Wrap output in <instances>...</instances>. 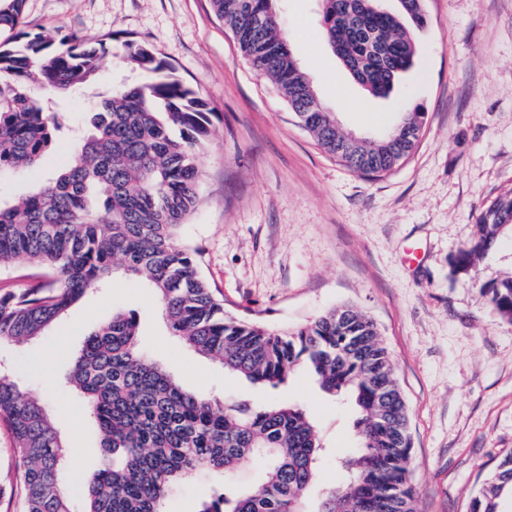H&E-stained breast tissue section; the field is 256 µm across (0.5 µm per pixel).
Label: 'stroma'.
I'll return each mask as SVG.
<instances>
[{"label":"stroma","mask_w":512,"mask_h":512,"mask_svg":"<svg viewBox=\"0 0 512 512\" xmlns=\"http://www.w3.org/2000/svg\"><path fill=\"white\" fill-rule=\"evenodd\" d=\"M294 56L346 133L374 137L401 113L423 109L411 156L376 180L327 154L298 122L282 93L241 54L210 0H25L27 30L75 34L101 56L98 81L56 96L71 125L84 127L97 94L129 75L123 41L149 45L218 112L200 158L203 202L180 230L199 251V269L226 312L274 327L299 328L350 304L376 324L395 365L412 441L416 512H470L500 459L512 453V322L500 319L480 283L512 272V237L476 263L479 277L455 275L450 260L466 244L484 206L512 186V0H425L413 67L390 98L366 96L323 41L319 0H278ZM59 136L32 171L0 172L10 202L49 178L79 149ZM135 313L142 349L175 366L192 389L287 401L304 408L325 447L310 504L343 477L359 440L356 415L319 391L303 370L276 388L224 372L172 336L155 295L117 275L88 291L65 319L30 344L0 345L20 386L55 415L68 463L60 480L83 505L98 468V436L66 382L88 335L113 314ZM33 360L36 372L20 370ZM20 463L0 426V512H21ZM211 487L199 468L176 485L164 512H199Z\"/></svg>","instance_id":"1"}]
</instances>
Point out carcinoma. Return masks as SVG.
<instances>
[{
    "label": "carcinoma",
    "mask_w": 512,
    "mask_h": 512,
    "mask_svg": "<svg viewBox=\"0 0 512 512\" xmlns=\"http://www.w3.org/2000/svg\"><path fill=\"white\" fill-rule=\"evenodd\" d=\"M240 52L284 95L290 108L315 91L296 61L269 0H210ZM24 0H0V171L32 168L68 129L43 96L95 82L101 57L87 41L23 28ZM426 17L379 0H322V34L353 79L386 98L413 63ZM141 74L101 96L80 152L28 194L0 203V269L27 263L45 271L34 283L0 292V344L39 338L94 287L121 271L158 298L172 335L254 385L277 387L303 367L320 389L350 400L360 448L342 462L346 478L328 488L315 512H415L411 437L394 365L375 324L352 305L334 307L298 329L259 326L224 311L197 269V251L179 232L200 203L199 156L213 134L209 103L145 45L123 42ZM424 112L401 118L374 139L336 154V119L295 113L320 147L351 171L376 179L411 155L400 124L422 131ZM512 235V187L477 218L470 241L452 259L454 274ZM495 314L512 322V274L482 284ZM67 382L94 422L104 458L87 477L84 512H163L169 489L201 466L218 476L200 512H310L306 493L323 447L298 405L224 402L186 389L173 371L143 352L134 315L116 313L86 339ZM0 422L22 462L24 512H73L60 484L66 452L44 402L0 374ZM259 461L262 475L239 492L226 477ZM512 496V454L484 480L471 512H503Z\"/></svg>",
    "instance_id": "obj_1"
}]
</instances>
